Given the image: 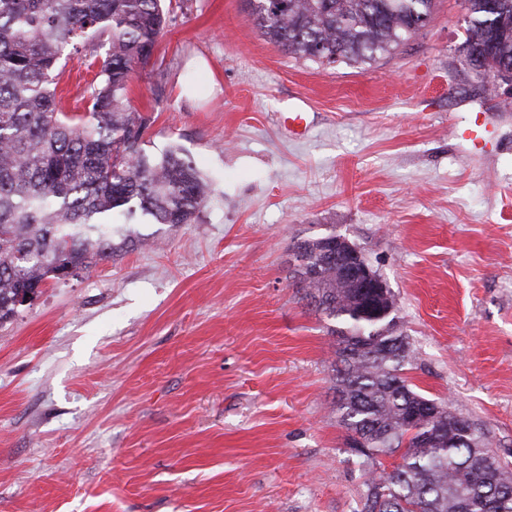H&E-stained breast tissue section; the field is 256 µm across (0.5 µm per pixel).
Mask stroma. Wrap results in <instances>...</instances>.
<instances>
[{
	"label": "stroma",
	"mask_w": 512,
	"mask_h": 512,
	"mask_svg": "<svg viewBox=\"0 0 512 512\" xmlns=\"http://www.w3.org/2000/svg\"><path fill=\"white\" fill-rule=\"evenodd\" d=\"M179 3L129 96L212 192L0 326V512H356L333 322L292 278L293 238L331 232L390 291L411 387L512 465V80L465 62L464 0L354 66L289 57L246 0Z\"/></svg>",
	"instance_id": "1"
}]
</instances>
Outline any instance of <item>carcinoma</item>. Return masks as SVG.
Returning <instances> with one entry per match:
<instances>
[{
	"label": "carcinoma",
	"mask_w": 512,
	"mask_h": 512,
	"mask_svg": "<svg viewBox=\"0 0 512 512\" xmlns=\"http://www.w3.org/2000/svg\"><path fill=\"white\" fill-rule=\"evenodd\" d=\"M257 28L295 59L367 63L418 33L414 16L435 0H247ZM464 0V47L489 59L470 67L499 76L512 67V0ZM164 30L161 0H0V324L16 298L59 273H76L157 239L134 224L173 230L192 223L208 197L201 171L178 148L149 155L150 118L129 98L135 67L147 64ZM101 59L84 112L62 111L58 81L76 56ZM295 238L319 277L301 299L337 336L336 415L362 438L367 468L360 512H512V468L488 451L485 433L437 403L439 416L412 419L429 402L403 376L411 362L390 314L354 304L336 268ZM399 456L377 476L381 457Z\"/></svg>",
	"instance_id": "cac0c4a2"
}]
</instances>
